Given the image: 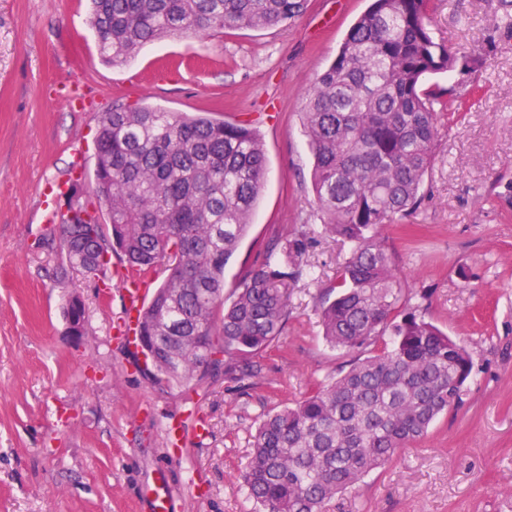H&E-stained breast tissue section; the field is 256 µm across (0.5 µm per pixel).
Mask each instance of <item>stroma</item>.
Here are the masks:
<instances>
[{
  "instance_id": "35a3bbf8",
  "label": "stroma",
  "mask_w": 512,
  "mask_h": 512,
  "mask_svg": "<svg viewBox=\"0 0 512 512\" xmlns=\"http://www.w3.org/2000/svg\"><path fill=\"white\" fill-rule=\"evenodd\" d=\"M370 0H308L270 29L216 39L164 38L127 64L102 61L87 0H0V512H151L166 475L172 512H250L242 483L268 412L348 367L319 323L318 283L347 251L324 236L292 286L291 316L255 371L217 370L158 386L118 333L125 263L112 286L62 274L60 194L82 170L94 184L102 112L151 106L249 120L268 173L224 288L262 259L284 228L317 224L302 108ZM512 0H433L430 25L448 47L483 50L475 72L430 76L467 112L439 127L411 217L381 230L392 264L426 319L464 341L473 373L462 403L385 468L339 495L330 512H512ZM85 306L70 333L71 297Z\"/></svg>"
}]
</instances>
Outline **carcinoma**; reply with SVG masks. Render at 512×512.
<instances>
[{
    "label": "carcinoma",
    "mask_w": 512,
    "mask_h": 512,
    "mask_svg": "<svg viewBox=\"0 0 512 512\" xmlns=\"http://www.w3.org/2000/svg\"><path fill=\"white\" fill-rule=\"evenodd\" d=\"M102 58L116 66L166 37L209 38L226 28L269 29L307 0H88ZM483 64L481 50L453 51L429 28L428 0H372L303 107L312 188L326 234L349 251L323 287L328 343L360 354L348 370L260 424L243 475L255 512H328L395 453L427 435L461 401L473 370L466 346L427 321L380 240L383 226L417 211L432 166L441 96L429 75ZM92 195L111 223L70 225L60 241L68 268L101 283L121 253L127 273L163 261L169 274L143 305L137 336H155L156 384L187 386L240 365L281 336L290 288L302 276L310 233L272 240L224 297V269L247 236L267 175L260 134L246 121L161 108L101 114ZM390 344L377 347L385 335Z\"/></svg>",
    "instance_id": "carcinoma-1"
}]
</instances>
